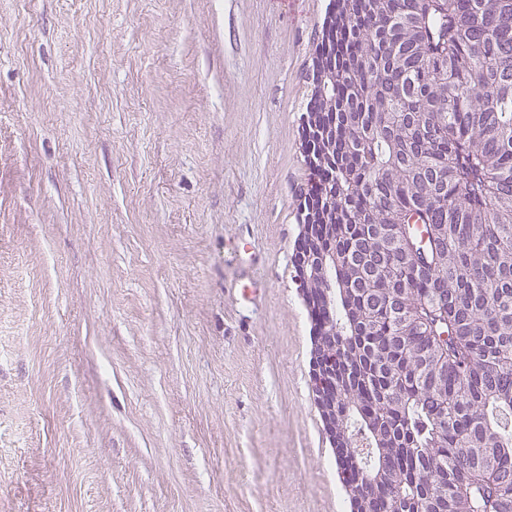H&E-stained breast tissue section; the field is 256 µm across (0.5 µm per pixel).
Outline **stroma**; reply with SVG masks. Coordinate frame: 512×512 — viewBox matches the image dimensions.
Masks as SVG:
<instances>
[{
  "instance_id": "obj_1",
  "label": "stroma",
  "mask_w": 512,
  "mask_h": 512,
  "mask_svg": "<svg viewBox=\"0 0 512 512\" xmlns=\"http://www.w3.org/2000/svg\"><path fill=\"white\" fill-rule=\"evenodd\" d=\"M329 0H0V512H349L292 256Z\"/></svg>"
}]
</instances>
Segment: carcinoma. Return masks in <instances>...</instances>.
I'll return each mask as SVG.
<instances>
[{
  "mask_svg": "<svg viewBox=\"0 0 512 512\" xmlns=\"http://www.w3.org/2000/svg\"><path fill=\"white\" fill-rule=\"evenodd\" d=\"M299 248L352 512H512V0H330Z\"/></svg>",
  "mask_w": 512,
  "mask_h": 512,
  "instance_id": "carcinoma-1",
  "label": "carcinoma"
}]
</instances>
